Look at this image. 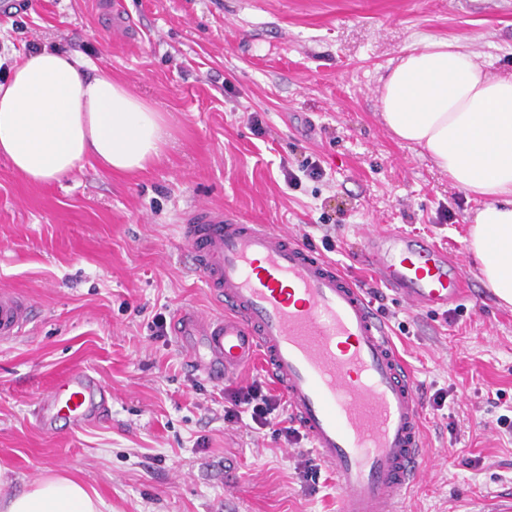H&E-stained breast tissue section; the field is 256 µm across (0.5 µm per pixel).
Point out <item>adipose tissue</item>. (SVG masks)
Returning <instances> with one entry per match:
<instances>
[{"label":"adipose tissue","instance_id":"1","mask_svg":"<svg viewBox=\"0 0 512 512\" xmlns=\"http://www.w3.org/2000/svg\"><path fill=\"white\" fill-rule=\"evenodd\" d=\"M382 117L425 149L454 186L481 201L469 250L485 283L512 305V74L494 75L451 41L403 55L385 77ZM163 115L85 61L55 49L22 56L0 80V154L27 180H59L86 161L135 173L158 161ZM104 503L59 473L0 495V512H102Z\"/></svg>","mask_w":512,"mask_h":512}]
</instances>
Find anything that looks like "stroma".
Wrapping results in <instances>:
<instances>
[{"instance_id":"35a3bbf8","label":"stroma","mask_w":512,"mask_h":512,"mask_svg":"<svg viewBox=\"0 0 512 512\" xmlns=\"http://www.w3.org/2000/svg\"><path fill=\"white\" fill-rule=\"evenodd\" d=\"M98 0H0V75L28 46L80 56L162 112L168 139L148 170L87 163L29 182L0 156V290L33 304L0 341V467L12 489L46 474L80 480L103 512H337L328 468L277 427L224 419V392L261 381L260 361L215 382L191 371L174 330L185 306L218 305L179 226L200 204L288 230L365 287L414 379L427 453L401 512H480L512 498V307L468 250L476 201L378 109L405 50L451 40L512 71V0H121L135 44ZM320 176L305 175L307 163ZM299 174L289 186L286 171ZM448 249L472 295L409 311L356 261L367 227ZM75 369L112 393L104 418L35 425L37 396ZM447 390L449 411L432 407Z\"/></svg>"}]
</instances>
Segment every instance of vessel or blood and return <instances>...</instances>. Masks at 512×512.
Masks as SVG:
<instances>
[{
  "label": "vessel or blood",
  "mask_w": 512,
  "mask_h": 512,
  "mask_svg": "<svg viewBox=\"0 0 512 512\" xmlns=\"http://www.w3.org/2000/svg\"><path fill=\"white\" fill-rule=\"evenodd\" d=\"M195 270L221 310L181 308L178 336L207 338L196 373L227 376L260 359L285 393L288 415L339 487L337 512H398L418 479L425 442L414 381L364 287L335 262L282 230L249 224L220 207L189 211L179 227ZM360 258L414 309H444L469 295L447 250L407 234L362 236ZM29 301L0 291V340L22 335ZM110 396L85 370L42 394L36 424L80 428L108 410Z\"/></svg>",
  "instance_id": "obj_1"
}]
</instances>
